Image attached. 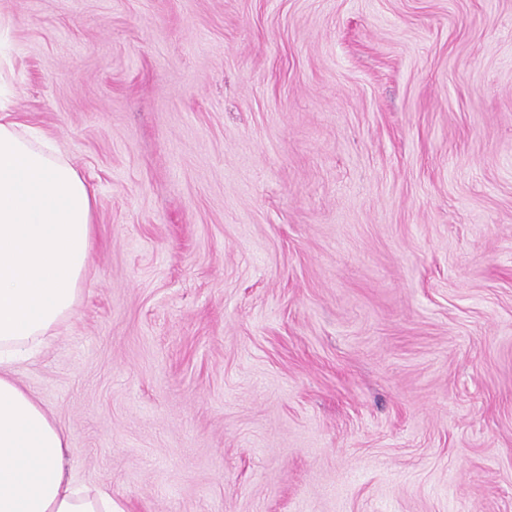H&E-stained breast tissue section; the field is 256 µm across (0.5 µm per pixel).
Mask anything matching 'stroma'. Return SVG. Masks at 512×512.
Masks as SVG:
<instances>
[{"label":"stroma","instance_id":"obj_1","mask_svg":"<svg viewBox=\"0 0 512 512\" xmlns=\"http://www.w3.org/2000/svg\"><path fill=\"white\" fill-rule=\"evenodd\" d=\"M96 199L18 380L125 512H512V0H0Z\"/></svg>","mask_w":512,"mask_h":512}]
</instances>
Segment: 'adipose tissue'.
I'll return each instance as SVG.
<instances>
[{
    "mask_svg": "<svg viewBox=\"0 0 512 512\" xmlns=\"http://www.w3.org/2000/svg\"><path fill=\"white\" fill-rule=\"evenodd\" d=\"M95 195L32 128L0 114V512H123L66 465L68 438L15 376L78 302Z\"/></svg>",
    "mask_w": 512,
    "mask_h": 512,
    "instance_id": "1",
    "label": "adipose tissue"
}]
</instances>
